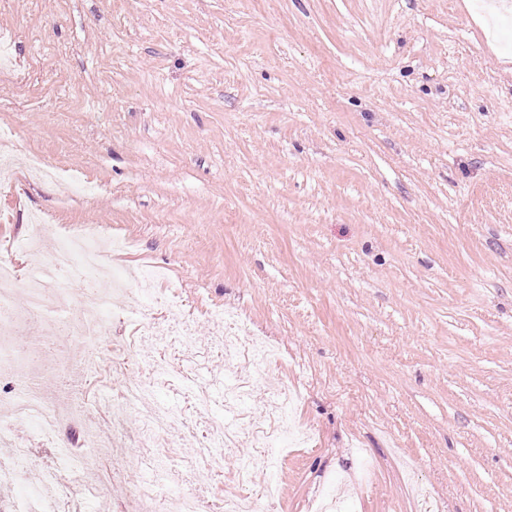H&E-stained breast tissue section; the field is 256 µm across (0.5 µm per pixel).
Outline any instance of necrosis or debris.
Listing matches in <instances>:
<instances>
[{
  "label": "necrosis or debris",
  "instance_id": "1",
  "mask_svg": "<svg viewBox=\"0 0 512 512\" xmlns=\"http://www.w3.org/2000/svg\"><path fill=\"white\" fill-rule=\"evenodd\" d=\"M103 231L60 237L59 245L46 258L58 274H67L83 283L84 307L65 311L54 317L43 316L48 300L59 297L61 286L46 287L44 281L32 276L17 281L11 273V263L0 258V369L15 363L14 353L20 338L28 329L50 330L51 334L82 339H96L109 334L112 325L111 299L101 279V270L109 254L103 249ZM24 294V307H17L16 294ZM151 303L139 309V324L143 335L153 337L157 354L153 360L142 363L138 378L126 382L111 404H91V411L112 418V445L116 459H132L142 471L153 470L156 449L165 447L166 436L173 420L180 419L195 425L208 414L207 393H195L191 405L185 408L157 405L152 392L158 384H165L174 395H181L186 381L193 375L187 370H172L171 362L190 356L186 344L192 335L187 305L146 289ZM208 354L221 357L227 368L235 373V385L224 389L225 421L197 441L190 456L194 469L186 470L187 478L196 472L210 475L221 471L223 452L228 448L248 446L255 457L264 458L270 447L286 440L295 429L293 393L284 385L271 382L269 370L274 356L273 347L264 338L256 336L247 323L232 310L224 312V333L212 340ZM266 398L267 416L254 423L247 416L237 414L239 401L255 393ZM7 415L0 417V485L14 486L22 482L21 461L28 450L16 435L17 423L36 422L40 435L55 441L62 423L71 417L68 406L40 398L36 379H29L24 392L0 397ZM139 415L141 430L130 434L126 427L129 415ZM80 469L67 465L44 469L39 490L12 501L10 512H61V504L80 483ZM241 492L236 499L226 500L215 491H193L179 497H152L149 512H258L260 506H274L276 499L269 488L253 489L246 472L233 476Z\"/></svg>",
  "mask_w": 512,
  "mask_h": 512
}]
</instances>
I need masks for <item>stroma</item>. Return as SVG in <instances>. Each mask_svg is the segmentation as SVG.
<instances>
[{"instance_id":"obj_1","label":"stroma","mask_w":512,"mask_h":512,"mask_svg":"<svg viewBox=\"0 0 512 512\" xmlns=\"http://www.w3.org/2000/svg\"><path fill=\"white\" fill-rule=\"evenodd\" d=\"M498 0H0V135L82 192L17 169L0 185V252L25 280L55 231L111 226L131 242L109 270L131 294L147 266L192 306L204 345L230 307L278 345L316 436L226 451L276 512L343 494V512H512V23ZM121 310L66 388L55 443L17 432L42 463L82 443L90 497L66 512H132L114 487L112 423H87L123 377L113 348L156 347ZM371 467L353 482L360 453Z\"/></svg>"}]
</instances>
